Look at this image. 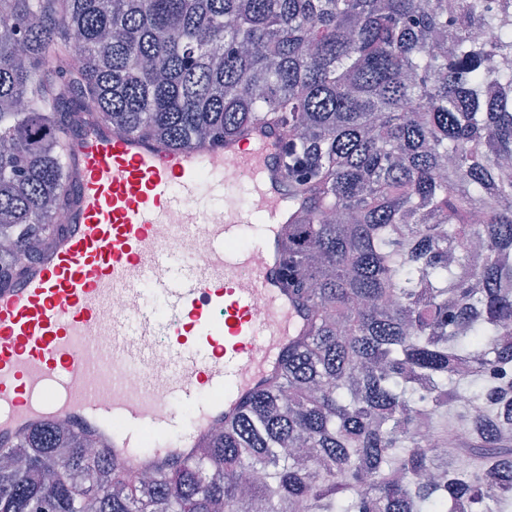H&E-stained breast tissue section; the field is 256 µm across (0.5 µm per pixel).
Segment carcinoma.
Returning a JSON list of instances; mask_svg holds the SVG:
<instances>
[{
  "instance_id": "carcinoma-1",
  "label": "carcinoma",
  "mask_w": 512,
  "mask_h": 512,
  "mask_svg": "<svg viewBox=\"0 0 512 512\" xmlns=\"http://www.w3.org/2000/svg\"><path fill=\"white\" fill-rule=\"evenodd\" d=\"M90 108L174 148L283 129L310 332L144 481L43 424L0 449V512H512V0H0V281Z\"/></svg>"
}]
</instances>
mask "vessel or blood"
<instances>
[{
  "instance_id": "vessel-or-blood-1",
  "label": "vessel or blood",
  "mask_w": 512,
  "mask_h": 512,
  "mask_svg": "<svg viewBox=\"0 0 512 512\" xmlns=\"http://www.w3.org/2000/svg\"><path fill=\"white\" fill-rule=\"evenodd\" d=\"M282 139L258 123L177 150L81 118L65 220L0 284V446L64 418L135 472L203 447L280 377L310 329L284 283L309 200L292 190ZM250 228L256 242L242 245Z\"/></svg>"
}]
</instances>
